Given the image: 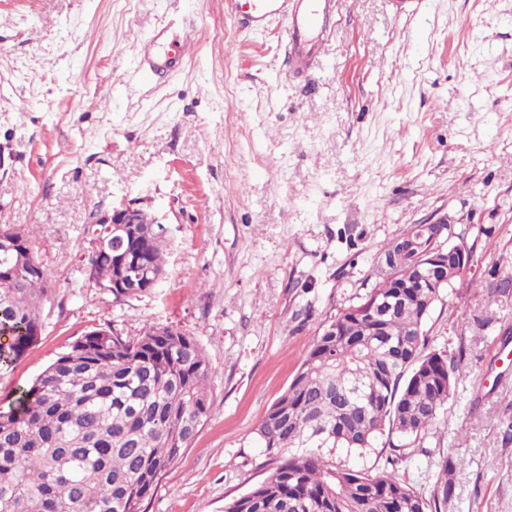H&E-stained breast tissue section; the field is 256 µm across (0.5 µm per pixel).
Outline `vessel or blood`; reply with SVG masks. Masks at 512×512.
Returning a JSON list of instances; mask_svg holds the SVG:
<instances>
[{"label":"vessel or blood","instance_id":"1","mask_svg":"<svg viewBox=\"0 0 512 512\" xmlns=\"http://www.w3.org/2000/svg\"><path fill=\"white\" fill-rule=\"evenodd\" d=\"M332 5L333 0H230L235 17L256 30L265 28L272 18H285L287 45L300 67L315 65L331 29ZM164 40L169 41L170 49L157 54L155 47ZM185 57V40H169L168 30L163 27L143 44L134 67L155 74L179 66Z\"/></svg>","mask_w":512,"mask_h":512}]
</instances>
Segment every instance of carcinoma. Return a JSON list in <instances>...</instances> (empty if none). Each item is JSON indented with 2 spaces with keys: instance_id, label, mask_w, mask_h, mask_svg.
<instances>
[{
  "instance_id": "cac0c4a2",
  "label": "carcinoma",
  "mask_w": 512,
  "mask_h": 512,
  "mask_svg": "<svg viewBox=\"0 0 512 512\" xmlns=\"http://www.w3.org/2000/svg\"><path fill=\"white\" fill-rule=\"evenodd\" d=\"M91 276L112 287L120 269L147 289L165 269L163 225H123V259L112 229L100 227ZM450 224L417 225L379 253V281L313 338L287 391L254 428L271 458L269 475L224 512H431L453 494L445 460L433 501L393 472L374 474L333 461L362 454L388 434L413 448L438 423L456 385L455 359L426 350L424 325L442 300L437 288H401ZM0 243V369L38 339L51 276L32 238ZM212 368L181 331L150 326L136 339L105 330L75 341L16 399L0 407V512H140L159 474L194 440L210 414Z\"/></svg>"
}]
</instances>
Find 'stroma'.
<instances>
[{
  "mask_svg": "<svg viewBox=\"0 0 512 512\" xmlns=\"http://www.w3.org/2000/svg\"><path fill=\"white\" fill-rule=\"evenodd\" d=\"M226 0H0V224L32 232L52 276L38 340L0 371L13 402L71 344L152 325L192 336L212 409L142 512H224L270 472L253 429L313 337L379 279L384 246L454 224L473 263L426 325L454 356L439 423L397 475L442 512H512V0H335L314 68L281 19L240 25ZM199 38L164 81L131 74L170 18ZM163 216L167 275L115 297L86 276L95 213ZM461 458L453 461L452 459H446L441 465V476L437 479L434 493H433V502L435 512H438L440 509V504L443 506L447 505L448 499L451 498L453 494V482H452V473L457 468L458 465H461Z\"/></svg>",
  "mask_w": 512,
  "mask_h": 512,
  "instance_id": "1",
  "label": "stroma"
}]
</instances>
